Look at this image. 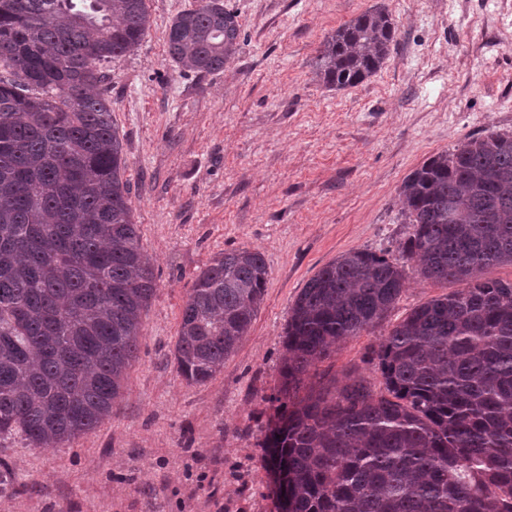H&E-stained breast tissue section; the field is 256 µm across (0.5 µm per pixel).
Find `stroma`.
<instances>
[{"instance_id": "1", "label": "stroma", "mask_w": 512, "mask_h": 512, "mask_svg": "<svg viewBox=\"0 0 512 512\" xmlns=\"http://www.w3.org/2000/svg\"><path fill=\"white\" fill-rule=\"evenodd\" d=\"M197 0H147L151 25L105 63L134 220L157 276L127 387L97 429L61 448L0 441V512H278L262 446L275 416L284 329L302 288L351 249L398 256L406 177L488 130L512 131V0H224L240 25L222 72L181 71L173 19ZM387 10L381 69L341 89L316 81L329 33ZM263 254V302L210 382L187 383L174 348L194 275L220 253ZM452 282L408 275L380 326L341 342L337 376L373 389L382 335Z\"/></svg>"}]
</instances>
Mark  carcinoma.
Masks as SVG:
<instances>
[{
    "label": "carcinoma",
    "instance_id": "obj_1",
    "mask_svg": "<svg viewBox=\"0 0 512 512\" xmlns=\"http://www.w3.org/2000/svg\"><path fill=\"white\" fill-rule=\"evenodd\" d=\"M147 0H0V439L35 448L112 415L157 278L133 218L103 64L135 49ZM397 30L366 11L323 40L316 76L343 88L377 72ZM224 0L172 21L170 60L213 74L239 46ZM401 258L462 287L413 308L372 351L377 393L319 365L385 320L398 259L351 250L302 288L284 331L277 419L264 445L282 512H512V133L489 131L404 180ZM268 267L247 248L194 278L175 344L204 384L248 335Z\"/></svg>",
    "mask_w": 512,
    "mask_h": 512
}]
</instances>
